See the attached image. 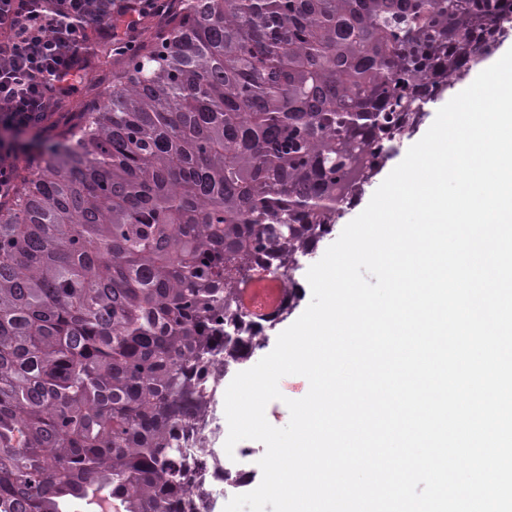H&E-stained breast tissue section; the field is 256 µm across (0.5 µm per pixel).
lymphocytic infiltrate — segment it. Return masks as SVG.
Masks as SVG:
<instances>
[{
  "label": "lymphocytic infiltrate",
  "mask_w": 512,
  "mask_h": 512,
  "mask_svg": "<svg viewBox=\"0 0 512 512\" xmlns=\"http://www.w3.org/2000/svg\"><path fill=\"white\" fill-rule=\"evenodd\" d=\"M176 0H0V197L11 189L17 135L44 136L50 112L78 94L94 39L124 55L143 24H166Z\"/></svg>",
  "instance_id": "f902f5d3"
}]
</instances>
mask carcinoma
<instances>
[{
	"mask_svg": "<svg viewBox=\"0 0 512 512\" xmlns=\"http://www.w3.org/2000/svg\"><path fill=\"white\" fill-rule=\"evenodd\" d=\"M512 0H179L0 199V512H198L211 366L283 321L344 208L500 40ZM249 323L244 329L242 324ZM285 276L282 271L267 272L253 275L241 289V304L250 319L264 318L273 314H284L288 291L285 288ZM250 288L249 292L246 290ZM263 295L267 298L264 304L247 303V298Z\"/></svg>",
	"mask_w": 512,
	"mask_h": 512,
	"instance_id": "cac0c4a2",
	"label": "carcinoma"
}]
</instances>
